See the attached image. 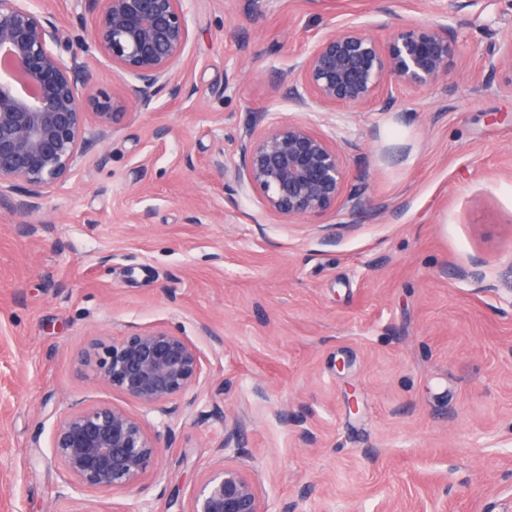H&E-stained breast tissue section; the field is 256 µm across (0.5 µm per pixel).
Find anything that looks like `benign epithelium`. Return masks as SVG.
I'll use <instances>...</instances> for the list:
<instances>
[{"instance_id": "benign-epithelium-1", "label": "benign epithelium", "mask_w": 512, "mask_h": 512, "mask_svg": "<svg viewBox=\"0 0 512 512\" xmlns=\"http://www.w3.org/2000/svg\"><path fill=\"white\" fill-rule=\"evenodd\" d=\"M185 0H73L81 24L92 17L90 43L62 41L57 25L32 0H0V205L20 215L65 182L79 157L104 141L122 101L96 88L86 55L106 56L125 86V99L147 110L163 90L192 95L172 70L189 39ZM456 31L404 21L387 34L360 24L319 36L291 68V101L306 111L389 106L395 91L448 87L459 52ZM488 72L512 70V40L487 59ZM239 160L213 161L224 189L258 191L267 208L290 220L318 217L345 192L340 152L326 136L287 119L250 112L237 138ZM102 384L148 411L172 417L175 399L200 385L203 355L180 333L156 327L118 341L97 340L86 354ZM63 472L60 494L129 492L159 454L142 418L110 405L70 407L52 436ZM188 512H267L255 478L218 468L200 479Z\"/></svg>"}]
</instances>
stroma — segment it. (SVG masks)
Segmentation results:
<instances>
[{
	"label": "stroma",
	"mask_w": 512,
	"mask_h": 512,
	"mask_svg": "<svg viewBox=\"0 0 512 512\" xmlns=\"http://www.w3.org/2000/svg\"><path fill=\"white\" fill-rule=\"evenodd\" d=\"M386 6L193 0L173 72L193 95L125 105L36 212L0 208V512H187L219 466L255 477L268 512H512V72L484 67L512 0ZM407 19L457 30L448 89L299 112L272 79L330 26ZM251 111L335 140L334 208L291 221L225 193L212 159L237 160ZM157 326L204 355L172 422L83 361ZM98 403L143 417L162 452L132 492L60 498L53 428ZM228 420L239 448L221 455Z\"/></svg>",
	"instance_id": "35a3bbf8"
}]
</instances>
